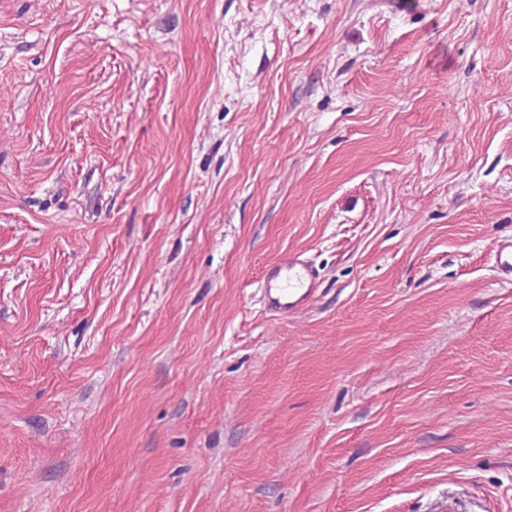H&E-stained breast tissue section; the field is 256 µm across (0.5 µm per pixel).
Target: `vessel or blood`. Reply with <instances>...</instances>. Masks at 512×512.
I'll list each match as a JSON object with an SVG mask.
<instances>
[{
    "label": "vessel or blood",
    "instance_id": "obj_1",
    "mask_svg": "<svg viewBox=\"0 0 512 512\" xmlns=\"http://www.w3.org/2000/svg\"><path fill=\"white\" fill-rule=\"evenodd\" d=\"M492 253L499 279L511 283L512 237L495 240ZM319 286V274L312 263L302 253L291 252L264 268L260 292L267 311L288 316L308 310Z\"/></svg>",
    "mask_w": 512,
    "mask_h": 512
}]
</instances>
